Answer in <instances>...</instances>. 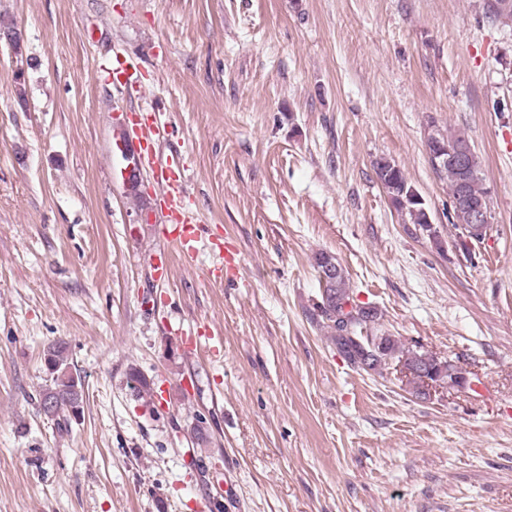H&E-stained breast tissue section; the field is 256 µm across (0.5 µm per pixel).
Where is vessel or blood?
I'll return each instance as SVG.
<instances>
[{"label": "vessel or blood", "instance_id": "vessel-or-blood-1", "mask_svg": "<svg viewBox=\"0 0 512 512\" xmlns=\"http://www.w3.org/2000/svg\"><path fill=\"white\" fill-rule=\"evenodd\" d=\"M131 62L115 63L100 61L98 70L102 79L113 87H129L133 84ZM156 134V122L143 118L137 126H128L124 116H117L112 130V140L108 151L113 157L125 162L121 171H109L110 182L130 181L143 166H151L158 187L154 209L160 212L162 221L158 225L159 234L185 261L196 256V244L205 232L204 225L183 208L187 165L179 151L165 155H156L146 149V142L152 141Z\"/></svg>", "mask_w": 512, "mask_h": 512}]
</instances>
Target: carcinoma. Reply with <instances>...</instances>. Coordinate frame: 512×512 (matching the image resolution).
<instances>
[{"label": "carcinoma", "mask_w": 512, "mask_h": 512, "mask_svg": "<svg viewBox=\"0 0 512 512\" xmlns=\"http://www.w3.org/2000/svg\"><path fill=\"white\" fill-rule=\"evenodd\" d=\"M490 18L504 25L512 22V0H491L488 3ZM375 174L386 190L396 209L408 217L410 223L423 225L426 215L422 210L424 204L410 196L413 186L407 181L402 170L394 163L382 157L373 164ZM470 175L466 176L454 166L434 168L435 173L448 186L450 199L459 201L452 210V224L459 230V236L472 233L476 229L472 218V205L490 201L489 188L482 177V165L478 155L468 159ZM317 268L327 265L336 268V277L320 282L321 302L317 305V317L324 327L332 330L331 341L337 353L348 365L361 356L363 348L369 347V341L380 340L381 349L369 363V370L380 373L389 361L399 362L416 367V371L408 384L412 385L415 395L422 393V373L420 365L424 363L422 350H414L403 345L390 335L380 336L369 333L372 325L378 320V311L371 305H355L345 310V304L355 301L354 291L343 269L339 268L336 258L323 253L316 259ZM44 362L49 375V384L38 393V401L54 402L53 418L57 425L67 426L71 418L78 417L82 407L75 402L74 388L82 386V379L72 372L68 361L67 347L63 342L50 345L45 354ZM127 385L139 400L150 396L153 381L136 368L130 369Z\"/></svg>", "instance_id": "carcinoma-1"}]
</instances>
